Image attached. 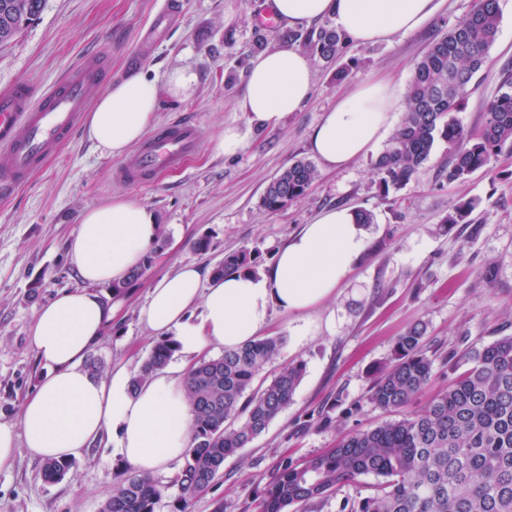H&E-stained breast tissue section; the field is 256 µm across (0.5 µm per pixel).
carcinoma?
Masks as SVG:
<instances>
[{
  "mask_svg": "<svg viewBox=\"0 0 512 512\" xmlns=\"http://www.w3.org/2000/svg\"><path fill=\"white\" fill-rule=\"evenodd\" d=\"M42 7L43 0H0V43L34 21ZM499 24L498 0H474L467 15L433 40L415 63L402 122L374 162L383 194L404 188L440 141L452 150L443 170L450 183L503 152L512 153L511 81L488 103L479 129L468 130L453 116L473 91V78L485 64ZM345 43L334 26L316 35L317 50L328 62L340 56ZM317 176L311 161H294L269 182L262 205L273 211L287 206L303 197ZM258 267L256 256L239 251L224 256L213 274L255 273ZM425 335L422 322L408 327L377 369L369 399L397 418L354 430L336 447L300 463L283 460L257 493L260 512L319 503L365 475L376 479L375 492L343 499L338 512H512V335L471 348L458 360L448 357L455 376L424 408L413 410L435 375ZM283 344L281 337L249 341L190 369L192 446L173 480L181 501L208 487L224 469V460L291 404L306 373L304 361L257 380ZM174 352L170 340L155 344L132 377V389L164 368ZM461 365L466 369L459 373ZM70 466L66 460H49L44 476L60 479ZM168 489L152 474L131 473L109 492L102 512H158Z\"/></svg>",
  "mask_w": 512,
  "mask_h": 512,
  "instance_id": "carcinoma-1",
  "label": "carcinoma"
}]
</instances>
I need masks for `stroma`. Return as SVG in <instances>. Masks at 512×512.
Wrapping results in <instances>:
<instances>
[{
	"instance_id": "1",
	"label": "stroma",
	"mask_w": 512,
	"mask_h": 512,
	"mask_svg": "<svg viewBox=\"0 0 512 512\" xmlns=\"http://www.w3.org/2000/svg\"><path fill=\"white\" fill-rule=\"evenodd\" d=\"M166 2L44 0L38 19L0 46V93L18 82L47 90L89 52L111 60L113 79L134 68L161 83L172 70L192 69L198 75L193 95L176 100L161 94L156 122L197 114L204 122L183 167L160 172L152 187L122 178L121 158L102 153L80 131L12 199L0 201V423L17 424L42 370L28 339L38 307L81 285L65 244L83 210L126 194L146 204L160 224L149 269L122 295L119 318L91 352L104 369L122 363L133 373L157 342L139 319L156 278L185 261L210 270L244 249L259 251L266 267L320 212L338 206L372 211L366 257L335 296L300 316L271 312L267 333L285 344L264 376L294 360L307 364L288 408L225 459L220 477L188 504L170 485L178 463L157 473L169 485L160 512H259L255 492L283 458L321 454L344 434L383 420L369 400L370 388L408 326L425 323V346L440 363L512 335V153L451 183L441 174L448 146L438 143L416 177L386 196L371 153L345 169L320 170L303 198L268 211L261 204L264 189L294 161L311 159L310 135L324 112L351 87L379 77L406 94L416 60L465 17L472 0H442L426 26L383 43L348 46L331 63L315 55L308 28L267 25L268 0H180L165 27L151 30ZM499 9L497 40L456 114L468 129L481 126L486 104L512 76V0H499ZM283 46L310 55V99L280 126L254 129L239 154L219 153L216 141L225 124L246 122L237 100L253 59ZM466 201L476 204L468 223L445 224ZM202 237L211 246L200 254L193 244ZM325 412L331 417L327 425L321 420ZM131 471L108 439L74 457L59 481L45 479L41 461L22 454L0 469V512H100L113 485Z\"/></svg>"
}]
</instances>
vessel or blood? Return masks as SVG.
<instances>
[{
	"instance_id": "1",
	"label": "vessel or blood",
	"mask_w": 512,
	"mask_h": 512,
	"mask_svg": "<svg viewBox=\"0 0 512 512\" xmlns=\"http://www.w3.org/2000/svg\"><path fill=\"white\" fill-rule=\"evenodd\" d=\"M106 59L86 57L44 94L22 84L0 95V198L11 197L47 159L79 129L89 102L90 86L104 83ZM202 134L194 119L172 122L156 130L120 168L123 178L153 183L158 172L180 166Z\"/></svg>"
}]
</instances>
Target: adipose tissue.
Segmentation results:
<instances>
[{
  "instance_id": "ef3b65f1",
  "label": "adipose tissue",
  "mask_w": 512,
  "mask_h": 512,
  "mask_svg": "<svg viewBox=\"0 0 512 512\" xmlns=\"http://www.w3.org/2000/svg\"><path fill=\"white\" fill-rule=\"evenodd\" d=\"M438 7V0L271 2L275 18L288 26L328 17L355 45L415 31ZM196 83V73L186 68L170 72L161 86L143 71L131 70L97 98L87 135L107 155L125 156L153 125L161 93L186 97ZM312 93L311 60L305 53L280 47L258 55L237 102L246 122L225 125L218 151L238 154L254 128L279 126ZM395 108L391 81L354 86L313 129L311 152L325 169L349 166L385 137ZM158 235L155 214L132 197L115 195L81 212L66 251L83 285L59 293L35 314L29 337L43 371L21 406L18 425L0 424V468L11 466L22 452L43 461L69 459L108 435L138 471L154 473L181 459L191 442L186 379L192 360L209 347L233 349L262 336L271 309L287 315L314 309L344 284L368 246L356 209L340 206L305 225L263 273L234 272L217 279L187 262L158 278L139 317L158 337L174 339L180 358L135 391L125 365H114L106 378L97 379L85 363L119 310L118 303L102 299L98 287L127 279Z\"/></svg>"
}]
</instances>
